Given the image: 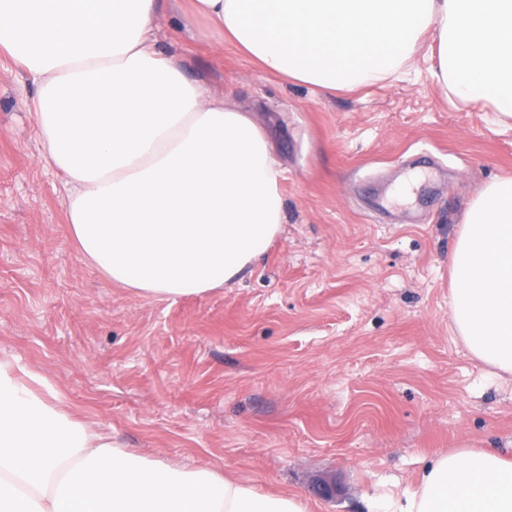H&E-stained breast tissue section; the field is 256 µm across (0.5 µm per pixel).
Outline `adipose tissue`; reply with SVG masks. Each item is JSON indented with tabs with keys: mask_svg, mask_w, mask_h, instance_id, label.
<instances>
[{
	"mask_svg": "<svg viewBox=\"0 0 512 512\" xmlns=\"http://www.w3.org/2000/svg\"><path fill=\"white\" fill-rule=\"evenodd\" d=\"M161 0H0V50L38 85L47 159L69 185L68 223L108 279L163 300L238 277L282 224L266 132L154 48ZM266 71L328 90L397 72L423 37L438 82L512 118V0H193ZM449 311L470 353L512 376V177L467 209L450 261ZM0 361V512H306L208 469L123 448ZM393 512H512V460L439 455Z\"/></svg>",
	"mask_w": 512,
	"mask_h": 512,
	"instance_id": "ef3b65f1",
	"label": "adipose tissue"
}]
</instances>
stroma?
I'll return each instance as SVG.
<instances>
[{"label": "stroma", "mask_w": 512, "mask_h": 512, "mask_svg": "<svg viewBox=\"0 0 512 512\" xmlns=\"http://www.w3.org/2000/svg\"><path fill=\"white\" fill-rule=\"evenodd\" d=\"M165 0L158 51L272 133L284 222L243 276L140 297L78 249L44 157L27 71L0 52V360L99 433L173 467L371 512L435 456H512V378L450 319L449 257L470 202L512 175V119L410 69L326 91L257 67ZM337 493L318 494L319 483Z\"/></svg>", "instance_id": "35a3bbf8"}]
</instances>
